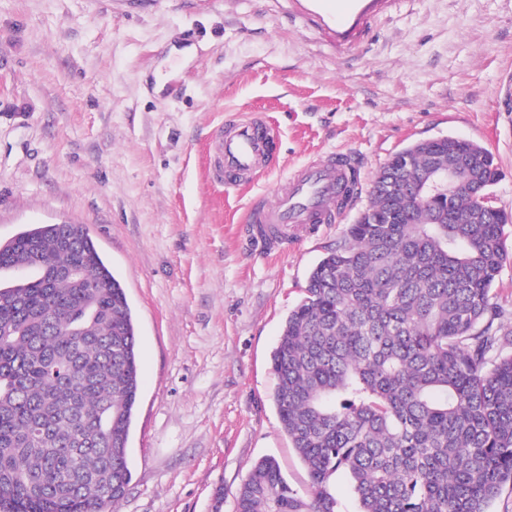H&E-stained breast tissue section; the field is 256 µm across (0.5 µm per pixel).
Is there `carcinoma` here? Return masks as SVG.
Here are the masks:
<instances>
[{"label": "carcinoma", "instance_id": "obj_1", "mask_svg": "<svg viewBox=\"0 0 512 512\" xmlns=\"http://www.w3.org/2000/svg\"><path fill=\"white\" fill-rule=\"evenodd\" d=\"M452 159L472 187L433 224L413 191ZM497 179L488 150L451 136L384 164L271 354L308 491L265 457L235 512H339V470L359 512H490L512 486V354L497 353L505 311L491 296L512 215L483 201ZM22 270L0 282V512H112L139 394L125 288L69 224L0 243V271Z\"/></svg>", "mask_w": 512, "mask_h": 512}]
</instances>
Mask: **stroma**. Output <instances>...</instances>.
Masks as SVG:
<instances>
[{
    "label": "stroma",
    "instance_id": "35a3bbf8",
    "mask_svg": "<svg viewBox=\"0 0 512 512\" xmlns=\"http://www.w3.org/2000/svg\"><path fill=\"white\" fill-rule=\"evenodd\" d=\"M259 119L272 168L225 188L211 136ZM444 136L495 157L512 213V0H0V240L85 225L126 289L140 399L114 512H234L265 456L309 485L270 357L311 269L366 206L265 254L238 227L304 164L364 183Z\"/></svg>",
    "mask_w": 512,
    "mask_h": 512
}]
</instances>
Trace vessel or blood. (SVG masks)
<instances>
[{
  "mask_svg": "<svg viewBox=\"0 0 512 512\" xmlns=\"http://www.w3.org/2000/svg\"><path fill=\"white\" fill-rule=\"evenodd\" d=\"M271 141L269 129L259 121L236 118L226 122L215 139V178L228 186L246 183L263 165ZM342 164L335 156L311 163L290 177L272 204L252 206L247 227L256 232L263 250L283 249L288 240L312 235L335 220Z\"/></svg>",
  "mask_w": 512,
  "mask_h": 512,
  "instance_id": "1",
  "label": "vessel or blood"
}]
</instances>
